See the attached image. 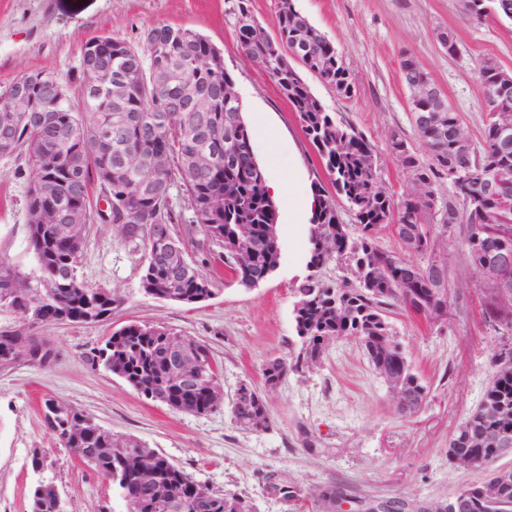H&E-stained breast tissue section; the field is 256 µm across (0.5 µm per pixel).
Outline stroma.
I'll list each match as a JSON object with an SVG mask.
<instances>
[{
    "label": "stroma",
    "instance_id": "obj_1",
    "mask_svg": "<svg viewBox=\"0 0 512 512\" xmlns=\"http://www.w3.org/2000/svg\"><path fill=\"white\" fill-rule=\"evenodd\" d=\"M238 0H0V91L24 74L76 76L84 44L111 36L141 43L160 23L191 29L218 47L232 71L243 115L253 128V151L263 165L278 212L279 266L259 286L241 287L224 265V251L195 239L185 242L212 282L210 297L192 306L144 293V252L125 245L115 227L90 229L80 275L111 292L116 302L104 322L30 325L0 308V328L40 337L56 352L48 367L19 364L0 371V512H30L39 481L55 485L67 512H121L111 481L81 463L46 427L44 398L88 414L118 437L137 439L163 453L212 490L244 499L252 512H317L319 488L343 487L347 499L444 501L460 488L485 480L493 468H512V456L494 466L463 469L448 462V442L480 404L505 338L485 315L487 297L469 264L462 239L448 235L439 251L448 259L451 315L444 324L392 309L397 340L428 387L409 417L399 416L384 381L353 337L327 346L313 369L289 373L264 397L270 423L257 430L232 413L242 383L263 388L272 359L291 360L299 343L294 329L295 290L309 275L333 283L347 276L334 261L311 272L309 241L289 230L288 197L295 185H329V176L306 139L296 112L276 83L243 54L235 28ZM295 5L337 47L354 92L338 95L310 71L302 77L328 111L350 123L373 145L388 192L410 189L408 173L390 152L392 134L418 146L410 92L400 61L414 57L446 96L473 140L487 113L478 67L496 61L512 71V22L463 15L459 0H295ZM452 33L455 53L440 44ZM276 165H269V154ZM32 172L24 161L0 157V260L36 276L27 244L26 192ZM167 327L206 345L222 374V403L191 414L146 400L124 380L90 365L87 354L131 323ZM46 466L31 467L32 455ZM294 488V497L281 489Z\"/></svg>",
    "mask_w": 512,
    "mask_h": 512
}]
</instances>
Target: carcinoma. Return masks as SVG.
<instances>
[{
	"label": "carcinoma",
	"mask_w": 512,
	"mask_h": 512,
	"mask_svg": "<svg viewBox=\"0 0 512 512\" xmlns=\"http://www.w3.org/2000/svg\"><path fill=\"white\" fill-rule=\"evenodd\" d=\"M467 18L481 21L488 17L495 0H470ZM236 27L241 49L253 64L262 68L278 85L280 92L297 112L302 130L328 172L336 195L342 197L361 226L362 234L352 238L343 228L335 200L324 187L316 183L317 209L311 229L312 250L309 265L318 268L331 256L323 254L326 234L336 238V261L344 262L353 274L351 283L326 284L314 277L297 289L303 306L295 314V330L300 349L291 363L281 359L267 362L263 369L265 382L280 381L290 372L308 369L312 361L321 359L324 347L344 336L356 338L372 367L395 368L403 374L408 386L410 407L404 414L414 413L427 395V386L414 372L401 346L381 350L380 337L393 332L387 319L389 308L418 309L430 301L433 275L443 277L449 287L448 259L436 256L430 247L428 218L433 210L432 199L417 201L394 199L388 193L375 190L380 180L377 167L366 165L365 156L371 145L352 127L328 111L311 92L296 71L293 62L315 73L342 96L353 90L352 80L343 57L333 43L321 39L317 28L296 7L277 15V37L257 38L262 25L253 17L248 0H238ZM153 43L134 44L126 40L103 38L98 55L82 59V64L100 62L103 69L97 76L103 80L123 77L130 92L121 101L103 92L80 95L78 102L69 98L57 101L44 96L37 83L26 85L25 92L34 100L28 121L12 130L13 148L8 155L22 159L38 176L26 192L27 210L57 206L78 208L83 212L84 225L93 223L96 211L94 193H107L112 198V223L128 224L130 231L123 242L135 249L142 248L145 263L142 275L144 289L154 288L163 295H178L177 303L194 305L203 295L211 293V283L194 264L185 268L168 265L162 254V232L178 246H183L174 225L185 220L204 234V239L224 249L231 257L238 247L235 225L254 226L257 240H262L268 225L277 223L275 203L269 198L265 176L253 156L252 134L243 118L242 105L229 103L213 90L214 77L206 67V58L219 52L202 35L183 27L158 24ZM178 66L184 79L196 88L197 94L212 99V108L197 121V113L184 112L178 118L167 119L163 112L175 91L156 86L152 81L155 69ZM498 72L488 67L483 72V84L488 113L483 125V144L463 155L453 147L451 129L459 116L448 109V132H430L414 126L421 145L430 157L426 162L407 142L395 134L390 148L410 177L431 186L436 178L446 175L450 183L445 209L458 212L456 222L440 224L444 233H459L466 247V257L476 265L482 254L496 247L497 239L477 237V229L492 223L499 211L498 201L478 200L475 184L468 180L454 183L450 173L455 170H481L494 173L512 171V150L496 148L497 133L493 119ZM208 141L221 147L222 155L210 172L194 173L185 168V161ZM166 149L178 177L166 172L159 177L157 187L137 191L130 184L108 185V168L127 151L141 150L150 154ZM185 193V217L173 205L174 190ZM224 195V209L213 211L210 197ZM398 224H418L412 236L397 235L401 244L414 252L428 256L424 264L400 258L380 248L377 234ZM28 243L36 257L39 275L29 279L11 266L0 262V293L7 287L27 289V297L12 299L11 308L22 318L42 323H97L112 315V293L89 288L79 275L88 233L76 242L65 243L55 224L27 222ZM239 283L248 286L252 280L267 276L266 262L258 260L242 270L231 267ZM43 279L54 282L55 288L45 292L38 288ZM14 330H0V365L11 362V337ZM172 331L151 324H129L113 332L103 344L88 354L91 365H100L120 377L148 400L164 402L172 409L204 414L216 408L206 395L210 386L220 384L219 368L209 349L190 338L196 350L201 374L200 386L192 394L166 379L169 359L165 338ZM32 341L29 364L45 367L55 357L43 342ZM495 411L500 418L494 419ZM235 419L258 418L268 427L270 417L265 403L251 396V401L233 403ZM66 419L46 421L58 441L85 465L112 481L124 505V512H250L246 502L234 495L216 492L192 480L182 468L162 453L151 480H133L139 450L146 445L133 438L120 439L121 446H109L90 435L78 440L64 437ZM512 439V376L492 377L484 396L474 412L460 425L448 444V451L471 455L478 465L497 458V437ZM42 493L34 489L30 512H58V493L53 484ZM454 498L462 499L468 512H512V485L500 491V504L490 506L483 497L481 485L465 487Z\"/></svg>",
	"instance_id": "1"
}]
</instances>
